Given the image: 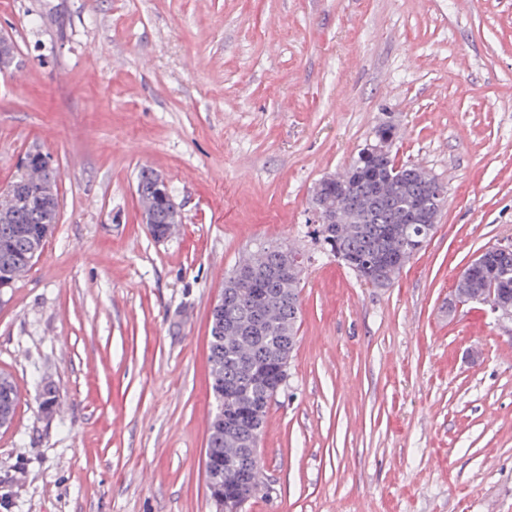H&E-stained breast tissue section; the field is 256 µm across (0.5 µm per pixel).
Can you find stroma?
Here are the masks:
<instances>
[{
    "label": "stroma",
    "instance_id": "obj_1",
    "mask_svg": "<svg viewBox=\"0 0 512 512\" xmlns=\"http://www.w3.org/2000/svg\"><path fill=\"white\" fill-rule=\"evenodd\" d=\"M0 35V189L33 147L60 173L52 235L0 292L9 512H215L209 313L283 240L309 257L298 341L244 512H512V319L448 308L512 244V0H0ZM384 123L447 197L375 288L320 248L311 194ZM145 168L181 215L163 241ZM152 172L142 171L137 178V195L139 197V201L141 206H144L149 214V218L151 223L156 224L158 227L162 226V224H171L169 230L165 231V235L163 238L166 239L170 237L173 232L174 227L179 222V211L174 202L173 196L170 192L169 186L167 182L159 175L157 176V186L159 188L160 194L163 197L166 205L169 207V210L172 214L177 216L176 220L172 214H170L160 203L158 199V188L156 187L155 182L152 179ZM163 188H160V187ZM175 220V221H174ZM176 222V224H172ZM19 403V394L12 379L6 375H0V416L13 420ZM0 419V427L7 426L11 422Z\"/></svg>",
    "mask_w": 512,
    "mask_h": 512
}]
</instances>
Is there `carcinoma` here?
<instances>
[{
  "label": "carcinoma",
  "mask_w": 512,
  "mask_h": 512,
  "mask_svg": "<svg viewBox=\"0 0 512 512\" xmlns=\"http://www.w3.org/2000/svg\"><path fill=\"white\" fill-rule=\"evenodd\" d=\"M443 184L415 165L395 163L389 157L388 171L382 173L371 160L358 155L333 186L317 185L312 205L320 209L341 208L339 223H320L317 236L330 254L341 255V262L356 277L369 285L384 288L392 284L411 255V243H427L435 225L421 236L407 220L410 206L424 201L430 208L442 206L444 198L433 192ZM26 190L32 195L27 207L15 197L0 198V243L9 241L11 249H0V272H24V259L41 252L49 233L47 224L57 220L56 188L34 171L27 178ZM137 195L151 223L162 226L174 217L160 203L152 173L143 171L137 178ZM292 248L282 242L260 243L252 259L244 260L224 279V323H237L244 331L236 336L223 333L209 323L208 368L222 376L223 383H211L214 400L224 404V418L239 420L240 442L224 448V426L211 422L206 452L210 466L221 473L214 483L224 491V458L236 459L241 466L236 491L246 498L260 485V471L245 465L242 445L251 438L249 419L242 416L244 402L249 409L266 417L273 396L267 382L276 377L279 352L291 357L300 322L301 273L286 279L281 273V258ZM263 296L262 310L254 304V294ZM503 316L512 318V253L504 256L486 253L475 259L471 273L462 278L455 298L466 304L485 302L489 295ZM19 394L12 379L0 375V416L13 419Z\"/></svg>",
  "instance_id": "1"
}]
</instances>
